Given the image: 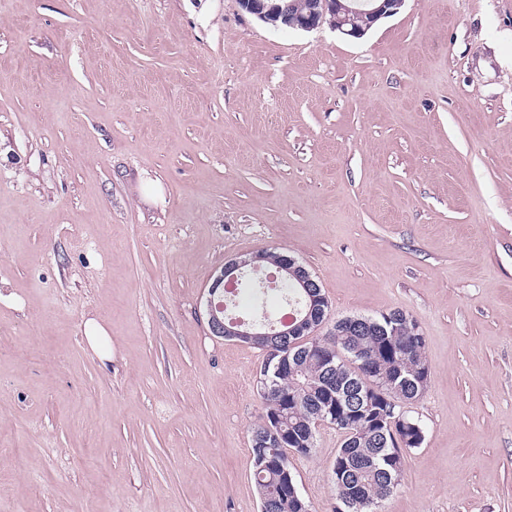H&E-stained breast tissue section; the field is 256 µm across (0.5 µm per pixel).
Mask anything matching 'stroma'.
<instances>
[{
	"mask_svg": "<svg viewBox=\"0 0 512 512\" xmlns=\"http://www.w3.org/2000/svg\"><path fill=\"white\" fill-rule=\"evenodd\" d=\"M263 250L331 319L425 338V440L378 512H512V0H404L360 38L239 0H0V512H260L265 354L206 293ZM341 442L290 457L312 512ZM239 4L244 11L265 23L276 24L279 20L276 25L270 24L274 27L294 28L292 25L297 21L296 15L288 18V13L294 5L287 0H240ZM85 337L89 344L99 353L104 356L106 351L112 349L111 338L106 327L98 322L96 319H88L85 324Z\"/></svg>",
	"mask_w": 512,
	"mask_h": 512,
	"instance_id": "obj_1",
	"label": "stroma"
}]
</instances>
